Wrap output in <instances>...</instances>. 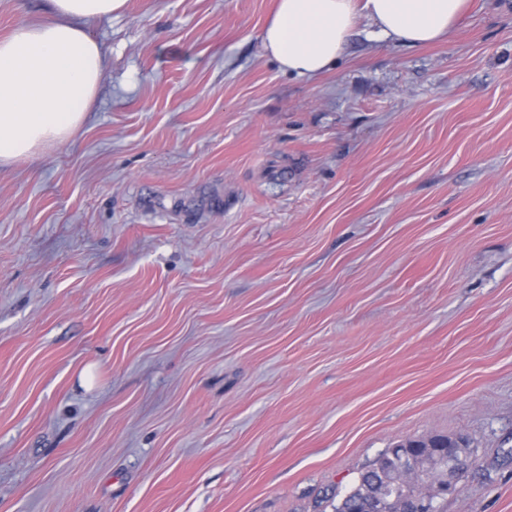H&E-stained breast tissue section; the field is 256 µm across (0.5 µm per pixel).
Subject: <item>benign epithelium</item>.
<instances>
[{"mask_svg": "<svg viewBox=\"0 0 512 512\" xmlns=\"http://www.w3.org/2000/svg\"><path fill=\"white\" fill-rule=\"evenodd\" d=\"M469 461L459 458L455 444L443 448L434 438L411 444L396 474L365 504L363 512H433L436 498L453 494Z\"/></svg>", "mask_w": 512, "mask_h": 512, "instance_id": "benign-epithelium-1", "label": "benign epithelium"}]
</instances>
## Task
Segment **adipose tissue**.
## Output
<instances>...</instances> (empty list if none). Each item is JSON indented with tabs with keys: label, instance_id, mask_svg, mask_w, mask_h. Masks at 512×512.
<instances>
[{
	"label": "adipose tissue",
	"instance_id": "ef3b65f1",
	"mask_svg": "<svg viewBox=\"0 0 512 512\" xmlns=\"http://www.w3.org/2000/svg\"><path fill=\"white\" fill-rule=\"evenodd\" d=\"M127 0H47L46 18L0 38V166L63 144L96 100L104 50L85 30ZM466 0H277L262 45L288 74L313 78L344 54L359 17L410 47L448 37Z\"/></svg>",
	"mask_w": 512,
	"mask_h": 512
}]
</instances>
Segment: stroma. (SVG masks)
I'll return each mask as SVG.
<instances>
[{
  "label": "stroma",
  "instance_id": "1",
  "mask_svg": "<svg viewBox=\"0 0 512 512\" xmlns=\"http://www.w3.org/2000/svg\"><path fill=\"white\" fill-rule=\"evenodd\" d=\"M276 0H128L78 133L0 167V512H334L468 440L512 512V0L281 71Z\"/></svg>",
  "mask_w": 512,
  "mask_h": 512
}]
</instances>
